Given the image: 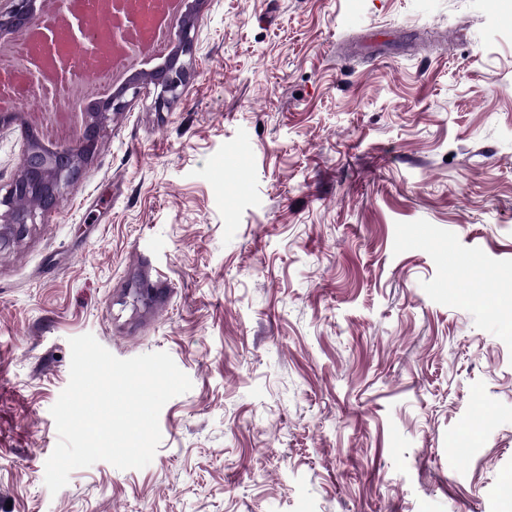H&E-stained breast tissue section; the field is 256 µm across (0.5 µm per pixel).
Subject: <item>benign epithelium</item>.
<instances>
[{
  "mask_svg": "<svg viewBox=\"0 0 512 512\" xmlns=\"http://www.w3.org/2000/svg\"><path fill=\"white\" fill-rule=\"evenodd\" d=\"M61 12L68 16V30L72 41L86 42L95 53H104L124 38L122 27L112 29L106 43H95L84 23L85 5L82 0H59ZM208 0H188L184 17L174 26L171 54L159 66L133 75L111 96L102 99L84 112L83 129L79 141L72 144L49 146L42 138L41 129L27 128L26 161L0 194V250L24 239L36 224V218L54 211L63 199L66 189L81 175L94 157L102 134L112 117L122 112L130 99L138 97L141 89L153 87L155 105L163 108L177 100L191 78L190 58L194 49L197 20ZM57 29L55 19L44 16L37 8V0H0V33H25L31 30ZM26 198L32 205L20 209L16 201Z\"/></svg>",
  "mask_w": 512,
  "mask_h": 512,
  "instance_id": "7a95c632",
  "label": "benign epithelium"
}]
</instances>
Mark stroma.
<instances>
[{"mask_svg":"<svg viewBox=\"0 0 512 512\" xmlns=\"http://www.w3.org/2000/svg\"><path fill=\"white\" fill-rule=\"evenodd\" d=\"M192 69L0 251V512H512V0H212ZM86 333L193 387L53 494Z\"/></svg>","mask_w":512,"mask_h":512,"instance_id":"35a3bbf8","label":"stroma"}]
</instances>
